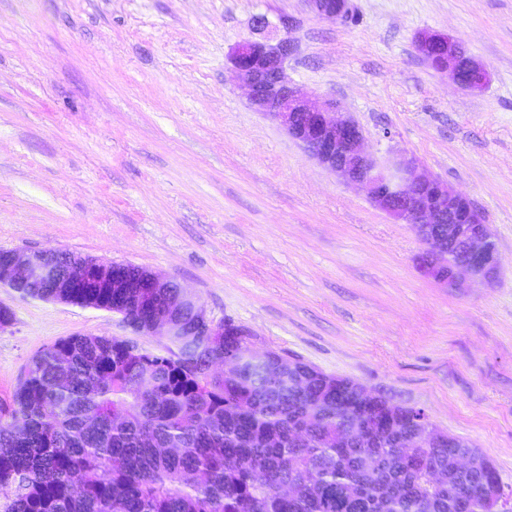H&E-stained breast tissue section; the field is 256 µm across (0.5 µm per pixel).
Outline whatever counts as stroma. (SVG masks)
<instances>
[{
	"label": "stroma",
	"instance_id": "obj_1",
	"mask_svg": "<svg viewBox=\"0 0 512 512\" xmlns=\"http://www.w3.org/2000/svg\"><path fill=\"white\" fill-rule=\"evenodd\" d=\"M0 0V250L132 264L180 284L256 348L295 355L466 439L512 491V0ZM288 17V74L333 98L367 153L416 156L482 212L497 280L425 277L428 246L251 105L231 53ZM448 34L479 91L416 49ZM0 409L31 357L120 315L0 288ZM313 10L322 17L344 21L351 14L349 0H309Z\"/></svg>",
	"mask_w": 512,
	"mask_h": 512
}]
</instances>
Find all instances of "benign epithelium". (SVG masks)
<instances>
[{
	"label": "benign epithelium",
	"instance_id": "obj_1",
	"mask_svg": "<svg viewBox=\"0 0 512 512\" xmlns=\"http://www.w3.org/2000/svg\"><path fill=\"white\" fill-rule=\"evenodd\" d=\"M320 16L344 21L351 14L349 0H309ZM420 54L436 71L449 72L462 87L481 89L489 73L484 65L467 56L461 44L445 33L419 34ZM294 44L286 37L239 43L231 57L238 80L249 88L251 103L278 120L284 130L302 143L311 157L329 167L347 182L367 190L380 210L405 224L429 226L430 255L422 271L437 282L462 285L467 280H492L497 270V249L481 213L470 200L448 183L428 175L419 160L399 154L379 160L364 150L359 125L340 112L329 99L317 106L303 97L288 76V58ZM455 242L462 259L452 274L440 273L435 257ZM55 277L33 252L17 251L12 260L0 262V287ZM137 334L173 336L167 314L157 309Z\"/></svg>",
	"mask_w": 512,
	"mask_h": 512
}]
</instances>
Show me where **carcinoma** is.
Wrapping results in <instances>:
<instances>
[{
  "instance_id": "obj_1",
  "label": "carcinoma",
  "mask_w": 512,
  "mask_h": 512,
  "mask_svg": "<svg viewBox=\"0 0 512 512\" xmlns=\"http://www.w3.org/2000/svg\"><path fill=\"white\" fill-rule=\"evenodd\" d=\"M58 272L71 258L42 251ZM144 270L112 264V279ZM17 291L44 301L111 310L143 322L140 295L154 297L180 334L170 355L133 352L112 336L78 334L37 352L7 418L0 419L3 512H499L512 493L491 482L486 459L438 429L425 412L301 360L287 376L245 364L251 335L230 320L207 336L203 306L175 288L56 287ZM242 365L216 372V360ZM370 426L363 440L336 436ZM415 439L407 450L404 442ZM440 466L434 483L405 452ZM301 487L293 498L281 489Z\"/></svg>"
}]
</instances>
